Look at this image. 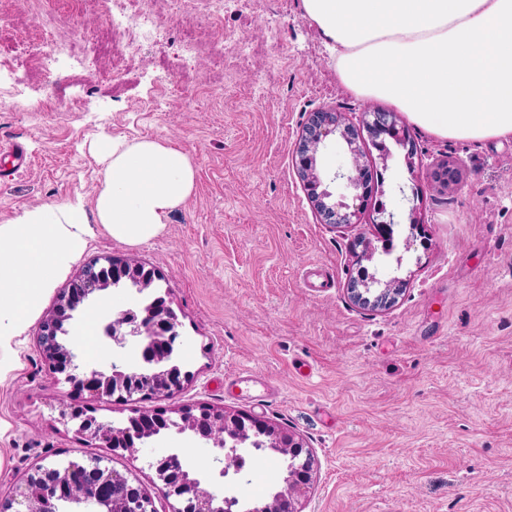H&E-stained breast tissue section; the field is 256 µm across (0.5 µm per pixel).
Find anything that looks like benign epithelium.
I'll use <instances>...</instances> for the list:
<instances>
[{
	"label": "benign epithelium",
	"instance_id": "1",
	"mask_svg": "<svg viewBox=\"0 0 512 512\" xmlns=\"http://www.w3.org/2000/svg\"><path fill=\"white\" fill-rule=\"evenodd\" d=\"M381 134H388L404 150V161L409 172L420 165V154L416 142L411 139L400 117L395 112L366 109L359 122L354 123L346 114L336 108H321L309 113L298 136L295 151V168L300 181L307 191V198L316 216L323 224L333 227H352L356 224L384 225L377 216L384 210H368V200L379 188L377 167L370 155L369 143L376 141ZM334 135L341 141L351 158V167L334 171L330 182L345 185L354 192L359 204L350 207L342 201L332 200L333 193L325 184V174L319 169L318 161L325 148L328 136ZM463 172L458 163L450 158L440 160L435 167L433 181L443 191L454 190L462 181ZM138 261L105 255L84 264L73 280V285L63 289L56 302L39 322L36 343L40 354L54 374L63 375L72 392L88 394L89 399L82 406H66L61 410L65 419L81 421L78 434L86 442H99L114 451L122 450L130 454L137 446L153 440V436H143L129 443L125 430L115 428L95 416L97 404L112 397L113 389L125 386L126 373L132 366L127 362L125 351H131L138 360L153 363L157 368L141 372L144 382L133 392L126 394L131 402L134 415L156 416L169 423L167 429H175L179 434L196 437V426L205 419L211 432L204 442L215 450L211 464L198 469L196 464L184 457L170 455L157 461L156 472L159 480L167 487L176 482L178 497L184 503H192L194 512H234L236 497L224 494V478L229 473L240 472L237 459L246 451L242 444L249 440V430L260 429L266 441L263 449L270 454L288 460L279 489L269 498L261 501L247 512H303L301 498L312 489L316 480V462L304 437L289 427L265 419H258L239 410L215 407L205 404L182 405L177 408H148L138 402L163 396L173 397L187 383L191 374L174 373L162 369L164 358L149 352L151 343L165 340L175 344L179 340L181 323L172 308L173 293H168V306L153 313L146 312L133 321L132 308L118 312L104 311L99 317V327L104 338L118 349L116 360L108 363L105 372L95 365L88 364L78 351L59 349L52 339L59 322L74 319L78 304L73 302V286H81L84 298L99 294L112 287V281L99 276L97 270L112 265L134 267ZM375 277L359 268L357 275L347 282V293L351 301L362 308L383 311L393 306L402 291L400 281L385 284L376 295H371V284ZM78 469L75 463L57 470L55 479L37 477L42 471L36 465L32 472L21 478L12 491L0 496V512H60L67 505L73 512L83 509L89 512H157L154 500L139 482L107 466L100 468V482L103 484L130 485L136 495L124 501L100 500L94 491L74 489L68 497H63L61 489L70 484L69 475Z\"/></svg>",
	"mask_w": 512,
	"mask_h": 512
}]
</instances>
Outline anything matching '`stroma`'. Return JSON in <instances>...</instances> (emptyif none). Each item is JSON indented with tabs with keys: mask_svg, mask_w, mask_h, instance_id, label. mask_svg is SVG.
Masks as SVG:
<instances>
[{
	"mask_svg": "<svg viewBox=\"0 0 512 512\" xmlns=\"http://www.w3.org/2000/svg\"><path fill=\"white\" fill-rule=\"evenodd\" d=\"M155 8L173 40L190 31L224 48L223 71L197 58L182 72L194 94L170 93L156 77L174 68L172 44L118 68L90 55L56 87L14 71L27 96L0 93V135L22 143L30 164L13 174L0 161V224L75 198L93 209L100 137L179 148L196 184L164 232L128 245L96 230L58 283L100 255L158 268L181 323L175 356L192 378L151 406L207 403L302 434L318 462L304 512H512V142L441 140L412 125L419 170L408 172L394 140L388 156L373 152L382 181L371 204L395 222L391 249L377 248L367 267L403 291L388 310L359 308L346 285L358 238L375 230L320 223L293 152L310 112L334 106L356 119L365 103L342 89L300 0H225L217 22L166 0ZM0 11L30 38L49 19L64 30L103 24L80 0H0ZM75 97L83 108L72 112ZM447 157L463 171L452 192L431 178ZM35 336L23 333L0 383V487L38 464L97 458L168 512L154 460L203 461L209 449L174 433L133 454L82 441L60 410L84 399L56 380Z\"/></svg>",
	"mask_w": 512,
	"mask_h": 512,
	"instance_id": "35a3bbf8",
	"label": "stroma"
}]
</instances>
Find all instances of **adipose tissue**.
<instances>
[{
  "mask_svg": "<svg viewBox=\"0 0 512 512\" xmlns=\"http://www.w3.org/2000/svg\"><path fill=\"white\" fill-rule=\"evenodd\" d=\"M331 51L343 89L385 102L438 138L512 140V0H301ZM95 214L82 200L28 208L0 224V382L18 338L87 245L89 222L135 245L160 235L192 194L196 171L181 150L112 136Z\"/></svg>",
  "mask_w": 512,
  "mask_h": 512,
  "instance_id": "obj_1",
  "label": "adipose tissue"
}]
</instances>
